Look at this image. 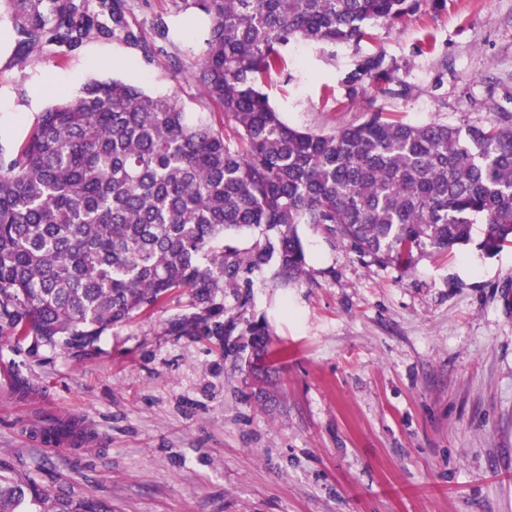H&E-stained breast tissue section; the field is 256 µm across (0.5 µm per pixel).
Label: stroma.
<instances>
[{"label": "stroma", "instance_id": "35a3bbf8", "mask_svg": "<svg viewBox=\"0 0 512 512\" xmlns=\"http://www.w3.org/2000/svg\"><path fill=\"white\" fill-rule=\"evenodd\" d=\"M153 59L91 32L19 62L0 27V145L90 80L118 77L222 125L192 73L206 17L193 0H124ZM262 84L289 125L333 132L369 113L420 125L512 115V0H424L357 44L293 42ZM379 58L389 78L361 75ZM307 274L257 271L218 294L229 336L187 330L189 289L62 350L0 336V463L52 494L112 512H512V245L429 252L407 270L307 225ZM267 321L268 368L246 331ZM75 421L82 440L40 436Z\"/></svg>", "mask_w": 512, "mask_h": 512}]
</instances>
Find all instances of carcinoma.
<instances>
[{
  "label": "carcinoma",
  "instance_id": "obj_1",
  "mask_svg": "<svg viewBox=\"0 0 512 512\" xmlns=\"http://www.w3.org/2000/svg\"><path fill=\"white\" fill-rule=\"evenodd\" d=\"M422 0H194L209 21L189 67L237 136L171 95L93 79L42 113L22 147H0V335L62 349L93 345L188 288L194 326L228 336L218 292L242 274L306 275L298 226L339 237L360 257L405 269L415 256L468 244H512V121L411 125L372 112L336 132L287 125L261 89L291 42L358 43L369 21L392 22ZM112 31L147 59L154 46L125 25L124 0H99ZM18 60L48 40L71 48L103 26L84 0H0ZM259 229L265 242L229 244ZM270 356L268 324L249 329ZM0 512H110L54 499L0 474Z\"/></svg>",
  "mask_w": 512,
  "mask_h": 512
}]
</instances>
